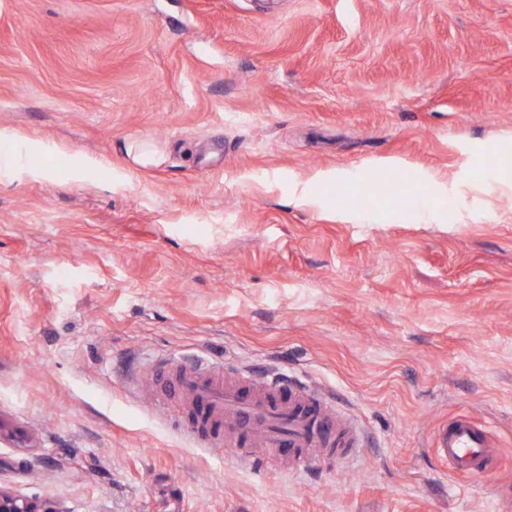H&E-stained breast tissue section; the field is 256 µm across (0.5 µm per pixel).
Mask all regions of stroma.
<instances>
[{
	"instance_id": "obj_1",
	"label": "stroma",
	"mask_w": 512,
	"mask_h": 512,
	"mask_svg": "<svg viewBox=\"0 0 512 512\" xmlns=\"http://www.w3.org/2000/svg\"><path fill=\"white\" fill-rule=\"evenodd\" d=\"M0 127L1 487L512 512V0H0ZM133 140L165 161L127 176ZM404 165L401 200L330 207ZM197 356L325 388L359 462L259 475L191 438L154 378ZM459 415L500 443L476 484L431 448ZM330 203L336 209L354 210L363 206L364 196L352 188L336 189V193L329 194Z\"/></svg>"
}]
</instances>
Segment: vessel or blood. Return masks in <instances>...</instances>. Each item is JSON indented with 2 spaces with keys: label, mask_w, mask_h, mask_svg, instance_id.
<instances>
[{
  "label": "vessel or blood",
  "mask_w": 512,
  "mask_h": 512,
  "mask_svg": "<svg viewBox=\"0 0 512 512\" xmlns=\"http://www.w3.org/2000/svg\"><path fill=\"white\" fill-rule=\"evenodd\" d=\"M223 373V365L198 361L182 367L176 388L195 409L188 431L232 448L235 459L256 464L255 451L263 448L271 463L319 464L349 458L361 446L358 427L302 381L239 370L223 383ZM434 448L445 472L477 480L486 474L493 445L486 425L461 415L437 431Z\"/></svg>",
  "instance_id": "vessel-or-blood-1"
}]
</instances>
